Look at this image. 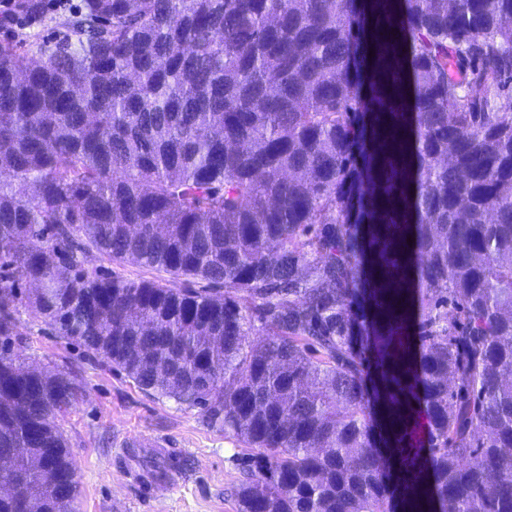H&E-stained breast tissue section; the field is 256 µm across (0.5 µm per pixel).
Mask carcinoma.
Wrapping results in <instances>:
<instances>
[{"label": "carcinoma", "instance_id": "obj_1", "mask_svg": "<svg viewBox=\"0 0 512 512\" xmlns=\"http://www.w3.org/2000/svg\"><path fill=\"white\" fill-rule=\"evenodd\" d=\"M56 26L0 41V512L78 496V385L12 353L22 308L258 449L240 512H394L392 481L400 512H512V0H83ZM86 264L89 268H110L115 276L129 280L138 281L141 279H155L162 281V283H165L167 286L172 288H210L205 282L197 283L186 281L182 278H172L165 272L142 267L137 262L131 260L117 264H109L102 255H99L96 252L88 256Z\"/></svg>", "mask_w": 512, "mask_h": 512}]
</instances>
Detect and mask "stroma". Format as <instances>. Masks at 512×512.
<instances>
[{"label": "stroma", "instance_id": "1", "mask_svg": "<svg viewBox=\"0 0 512 512\" xmlns=\"http://www.w3.org/2000/svg\"><path fill=\"white\" fill-rule=\"evenodd\" d=\"M13 350L27 365L67 372L79 399L58 418L78 487V512H239L251 449L203 414L158 398L22 313Z\"/></svg>", "mask_w": 512, "mask_h": 512}]
</instances>
